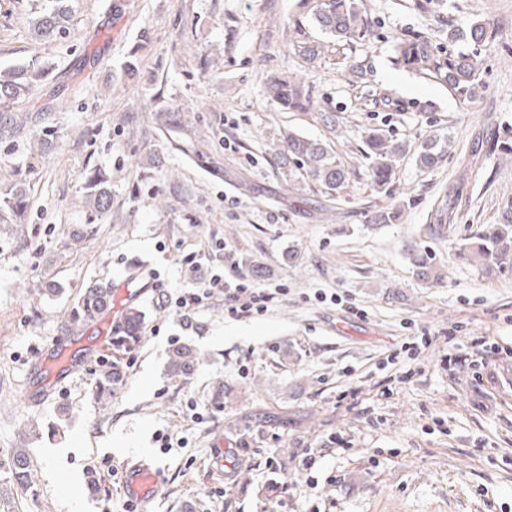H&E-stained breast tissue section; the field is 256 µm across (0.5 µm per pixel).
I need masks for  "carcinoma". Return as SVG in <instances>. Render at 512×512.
Returning <instances> with one entry per match:
<instances>
[{
  "instance_id": "1",
  "label": "carcinoma",
  "mask_w": 512,
  "mask_h": 512,
  "mask_svg": "<svg viewBox=\"0 0 512 512\" xmlns=\"http://www.w3.org/2000/svg\"><path fill=\"white\" fill-rule=\"evenodd\" d=\"M45 0H33L32 31L36 40L45 43L55 40L69 28L72 12L69 0H50L52 6L43 5ZM311 27L333 37L336 41L363 40L372 34L371 25L363 15L360 0H307ZM495 37V32L484 23L476 21L465 29H448V41H466L459 49L448 51L433 45L428 39L418 36L402 38L395 45L396 62L403 67L425 77L435 78L445 84L456 98L467 101L475 97L482 87L481 71L478 64V47ZM323 41L301 30L292 42L294 54L302 67L309 68L320 62ZM50 73V65L35 62L27 66L0 69V140L9 139L27 126L40 127L37 145L44 152L54 146V138L45 127L48 112L56 109L57 99L42 104L32 112L24 113L25 121L18 120L15 105L21 100H29L37 95L35 88L40 86ZM266 92L271 101L284 112H309L314 109L311 91L297 77L271 74L266 78ZM283 164L297 162L305 169L306 177L334 197L345 186L349 172L336 159L329 144L309 138L295 130L287 129L282 138ZM408 152L401 143L391 140L378 129L367 132L362 153L370 160L373 181L384 186L394 174V162ZM448 152L445 143L437 139H427L416 152V164L423 170L439 167ZM84 203L95 219L103 220L112 212V184L99 170L95 169L84 176ZM462 199L460 187L448 189V203L438 207L431 214L428 234L440 237L448 231L458 212ZM27 208V190L19 183L0 186V219L18 224ZM502 221L491 225L490 229L476 233L475 241L463 248L462 254L476 258L485 269L512 267V201L506 202L501 210ZM411 261L419 277L425 281H437L441 274L419 252L411 254ZM112 303V290L101 288L93 283L88 286L72 310L69 324L80 330L95 322L100 314ZM141 322V314L131 312L124 325L125 335L116 337L114 344L130 345L137 340L136 330ZM196 360V353L188 345L176 347L171 355L169 368L173 372H185ZM97 385L93 395L104 399L112 395L120 381L116 365L101 362L98 364ZM13 473L20 479L29 475L30 461L23 449L13 452L10 460Z\"/></svg>"
}]
</instances>
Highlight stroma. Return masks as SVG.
Returning a JSON list of instances; mask_svg holds the SVG:
<instances>
[{"instance_id":"1","label":"stroma","mask_w":512,"mask_h":512,"mask_svg":"<svg viewBox=\"0 0 512 512\" xmlns=\"http://www.w3.org/2000/svg\"><path fill=\"white\" fill-rule=\"evenodd\" d=\"M70 31L36 41L30 0H0V67L49 62L43 92L62 107L38 129L0 140V184L30 187L27 220L0 224V448L25 449L29 481L0 465V512H127L120 462L151 456L165 483L149 512H512V268L486 274L461 246L497 223L512 198V0H362L372 35L327 40L317 68L291 49L300 0H71ZM483 21V88L461 102L447 87L396 65L415 35L448 43L449 25ZM208 68H200V60ZM358 74H351V64ZM297 75L319 109L282 112L265 80ZM161 100H154L155 92ZM173 112L198 156L166 144L156 114ZM380 128L405 144L396 175L376 187L360 154ZM329 142L349 179L336 198L283 165L280 133ZM448 137L446 161L420 169L424 139ZM495 141L490 153L479 143ZM468 159V184L444 238L425 224ZM112 181V213L86 236L83 174ZM401 205L392 224L371 223ZM236 250L239 273L288 293L263 316L233 319L206 300L186 329L175 308L148 299L122 385L93 398L105 319L75 336L72 308L92 282L153 274L160 293L195 289L183 255L208 240ZM443 271L422 282L411 249ZM343 302L320 303L316 291ZM457 326L462 340L492 337V380L444 369L438 347L418 359L402 343ZM70 336L87 352L80 377L41 406L23 399L41 348ZM196 349L186 374L168 370L174 346ZM398 353L396 364H386ZM356 389L353 399L342 391ZM316 464L304 469L302 449ZM278 456L284 473L266 459ZM292 485L281 493L282 482Z\"/></svg>"}]
</instances>
